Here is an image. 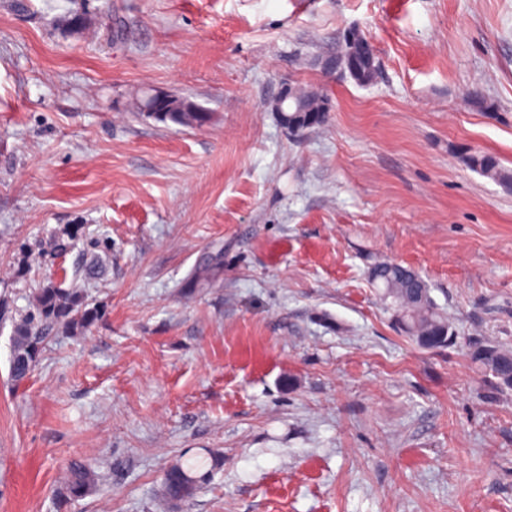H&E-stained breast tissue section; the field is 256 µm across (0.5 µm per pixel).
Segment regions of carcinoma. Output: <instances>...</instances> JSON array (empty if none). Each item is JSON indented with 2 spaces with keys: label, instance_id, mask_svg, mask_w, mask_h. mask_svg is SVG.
<instances>
[{
  "label": "carcinoma",
  "instance_id": "1",
  "mask_svg": "<svg viewBox=\"0 0 512 512\" xmlns=\"http://www.w3.org/2000/svg\"><path fill=\"white\" fill-rule=\"evenodd\" d=\"M211 119L209 112H170L160 118L163 123L180 126H201ZM468 165L480 174L499 183L512 182V170L503 167L498 158L487 153H470ZM221 269L218 258L207 255L194 267L192 283L211 284ZM373 284H383V296L391 299L397 319L401 320L402 332L410 340L424 348L445 349L458 344L456 329L437 311L429 288L414 270L400 263L378 261L369 268ZM103 317L102 306L89 302L83 288H59L48 285L38 290L33 301V311L13 329V354L11 373L15 380L25 379L36 366L46 331L60 326L71 331H86ZM469 356L477 368L493 378L495 389L504 392L509 386L504 376L512 374V351L498 343L471 342ZM218 465L216 457L209 459L189 456L173 465L166 473L165 496L171 500L192 497L206 479L207 473L199 470L207 464ZM100 480L98 470L82 461L73 462L58 493L59 503L68 504L87 496Z\"/></svg>",
  "mask_w": 512,
  "mask_h": 512
}]
</instances>
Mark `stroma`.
I'll list each match as a JSON object with an SVG mask.
<instances>
[{"label":"stroma","mask_w":512,"mask_h":512,"mask_svg":"<svg viewBox=\"0 0 512 512\" xmlns=\"http://www.w3.org/2000/svg\"><path fill=\"white\" fill-rule=\"evenodd\" d=\"M101 3L0 0V512H512V391L466 345L512 350V189L459 153L512 170V0ZM352 29L366 85L319 65ZM285 86L327 123L288 133ZM152 90L210 121L139 117ZM205 253L219 279L188 289ZM377 261L462 343L403 336ZM50 283L105 314L18 384L13 325ZM186 453L221 463L165 501ZM75 461L100 483L62 508ZM466 160L468 165L480 174L501 184H511L512 170L503 167L496 156L487 153H469Z\"/></svg>","instance_id":"1"}]
</instances>
